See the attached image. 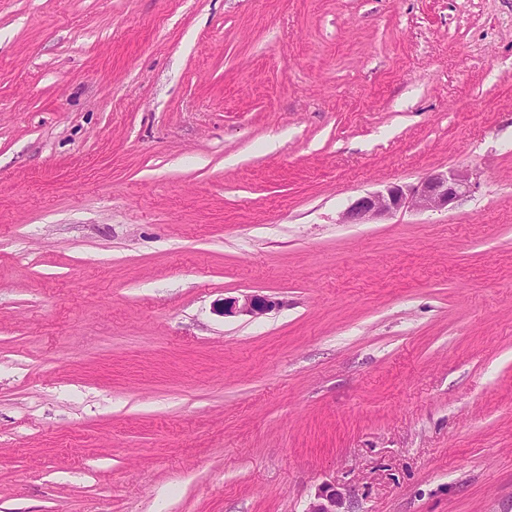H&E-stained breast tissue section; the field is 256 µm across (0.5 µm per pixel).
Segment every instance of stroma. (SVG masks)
I'll use <instances>...</instances> for the list:
<instances>
[{"instance_id": "obj_1", "label": "stroma", "mask_w": 512, "mask_h": 512, "mask_svg": "<svg viewBox=\"0 0 512 512\" xmlns=\"http://www.w3.org/2000/svg\"><path fill=\"white\" fill-rule=\"evenodd\" d=\"M327 486L512 512V0H0V512ZM470 179L467 171L446 170L431 173L413 186L389 185L356 198L342 213L341 222L373 224L403 209H445L470 192ZM274 305L269 297L255 293H245L240 297L224 298L222 313L224 316L258 317L269 311Z\"/></svg>"}]
</instances>
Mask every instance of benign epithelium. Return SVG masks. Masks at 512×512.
<instances>
[{"label": "benign epithelium", "mask_w": 512, "mask_h": 512, "mask_svg": "<svg viewBox=\"0 0 512 512\" xmlns=\"http://www.w3.org/2000/svg\"><path fill=\"white\" fill-rule=\"evenodd\" d=\"M471 175L464 170L434 172L413 186L393 184L356 198L342 213L344 224H372L403 209L434 211L449 207L470 192ZM274 305L269 297L245 293L224 299L225 316L258 317ZM306 512H349L344 493L326 488L316 493Z\"/></svg>", "instance_id": "1"}]
</instances>
